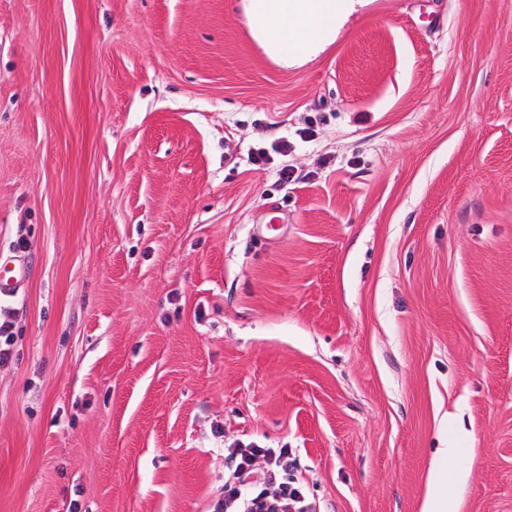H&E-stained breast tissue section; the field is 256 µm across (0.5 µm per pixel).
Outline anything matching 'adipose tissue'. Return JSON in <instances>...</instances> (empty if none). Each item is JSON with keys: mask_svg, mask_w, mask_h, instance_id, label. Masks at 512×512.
Instances as JSON below:
<instances>
[{"mask_svg": "<svg viewBox=\"0 0 512 512\" xmlns=\"http://www.w3.org/2000/svg\"><path fill=\"white\" fill-rule=\"evenodd\" d=\"M357 0H290L287 13L279 17L291 39L281 61L284 65L301 62L306 54L317 52L355 9Z\"/></svg>", "mask_w": 512, "mask_h": 512, "instance_id": "1", "label": "adipose tissue"}]
</instances>
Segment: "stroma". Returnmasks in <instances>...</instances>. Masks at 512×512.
Here are the masks:
<instances>
[{"label":"stroma","mask_w":512,"mask_h":512,"mask_svg":"<svg viewBox=\"0 0 512 512\" xmlns=\"http://www.w3.org/2000/svg\"><path fill=\"white\" fill-rule=\"evenodd\" d=\"M1 253L0 512H207L242 442L319 512H421L441 448L512 512V0L289 67L242 0H0ZM0 267V297L14 296L24 285L25 271L16 267L9 269L2 261Z\"/></svg>","instance_id":"stroma-1"}]
</instances>
